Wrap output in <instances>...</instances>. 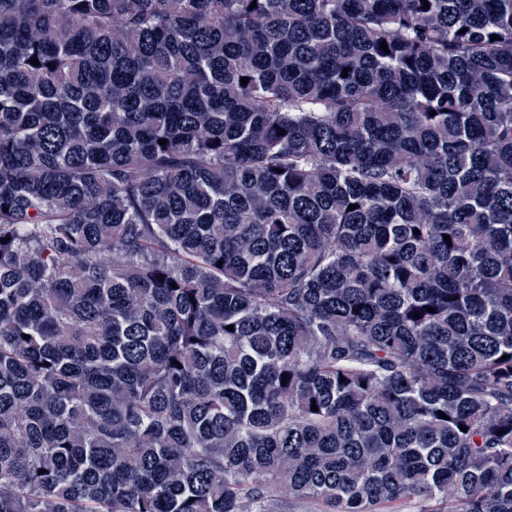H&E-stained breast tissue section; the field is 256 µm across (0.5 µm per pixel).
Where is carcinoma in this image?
I'll use <instances>...</instances> for the list:
<instances>
[{
	"mask_svg": "<svg viewBox=\"0 0 512 512\" xmlns=\"http://www.w3.org/2000/svg\"><path fill=\"white\" fill-rule=\"evenodd\" d=\"M428 5L0 0V512H512V0Z\"/></svg>",
	"mask_w": 512,
	"mask_h": 512,
	"instance_id": "carcinoma-1",
	"label": "carcinoma"
}]
</instances>
